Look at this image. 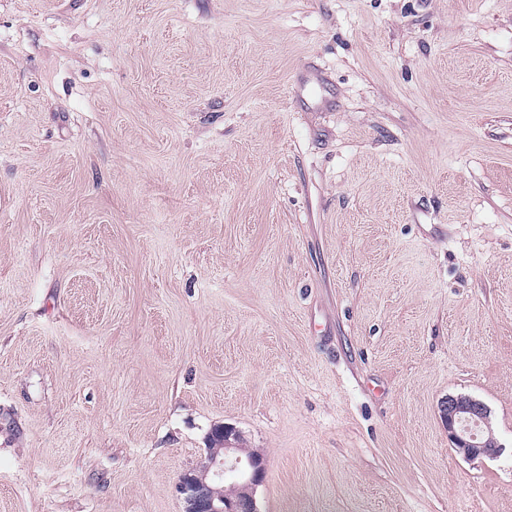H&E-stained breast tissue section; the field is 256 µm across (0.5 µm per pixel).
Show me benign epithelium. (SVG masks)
Instances as JSON below:
<instances>
[{"mask_svg": "<svg viewBox=\"0 0 512 512\" xmlns=\"http://www.w3.org/2000/svg\"><path fill=\"white\" fill-rule=\"evenodd\" d=\"M441 414L449 440L465 460L482 461L499 456L502 446L485 403L468 395H450L441 403ZM217 434L224 438V456L208 453L178 478L177 489L184 502V512H257L254 491L265 471L262 457L238 455L234 446L238 435L233 428L219 426ZM228 471L239 475L248 490V500H228L213 487Z\"/></svg>", "mask_w": 512, "mask_h": 512, "instance_id": "7a95c632", "label": "benign epithelium"}]
</instances>
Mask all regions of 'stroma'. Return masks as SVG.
<instances>
[{
  "instance_id": "stroma-1",
  "label": "stroma",
  "mask_w": 512,
  "mask_h": 512,
  "mask_svg": "<svg viewBox=\"0 0 512 512\" xmlns=\"http://www.w3.org/2000/svg\"><path fill=\"white\" fill-rule=\"evenodd\" d=\"M217 425L258 512H512V0H0V512ZM444 426L456 452L467 461L497 458L502 450L485 403L468 395H451L441 403Z\"/></svg>"
}]
</instances>
